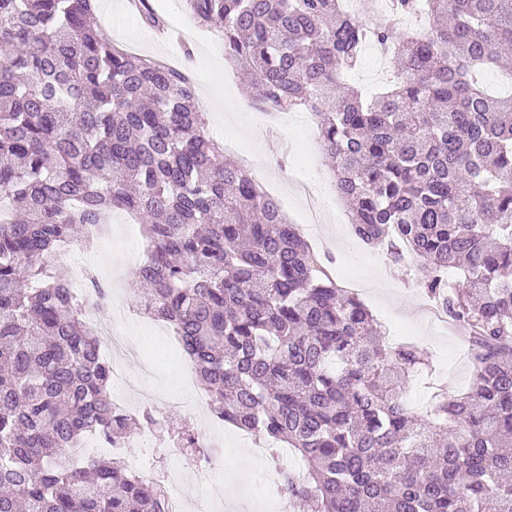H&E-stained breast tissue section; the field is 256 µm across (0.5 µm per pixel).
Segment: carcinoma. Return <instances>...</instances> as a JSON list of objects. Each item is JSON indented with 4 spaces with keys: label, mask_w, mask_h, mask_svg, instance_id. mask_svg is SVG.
Returning a JSON list of instances; mask_svg holds the SVG:
<instances>
[{
    "label": "carcinoma",
    "mask_w": 512,
    "mask_h": 512,
    "mask_svg": "<svg viewBox=\"0 0 512 512\" xmlns=\"http://www.w3.org/2000/svg\"><path fill=\"white\" fill-rule=\"evenodd\" d=\"M95 2L0 0V512H169L121 457L78 455L162 428L112 405L100 339L49 264L114 209L142 221L139 307L170 325L213 415L301 457L304 476L280 475L289 501L512 512V95L475 80L512 46V0H390L376 26L342 0H182L221 29L254 105L311 111L355 236L419 258L460 323L472 385L426 416L403 401L420 350L388 342L223 160L188 74L116 46ZM368 41L394 74L371 99L343 80ZM172 446L202 441L184 426Z\"/></svg>",
    "instance_id": "obj_1"
}]
</instances>
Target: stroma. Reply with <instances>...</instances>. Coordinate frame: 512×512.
Here are the masks:
<instances>
[{"label":"stroma","instance_id":"stroma-1","mask_svg":"<svg viewBox=\"0 0 512 512\" xmlns=\"http://www.w3.org/2000/svg\"><path fill=\"white\" fill-rule=\"evenodd\" d=\"M150 6L163 15L169 28L180 32L179 41L157 43L150 29L144 28L137 15L127 13L124 0H99L96 19L102 33L125 48L180 66L190 65L196 84L205 85L208 99L200 100V111L210 109L212 101H220L233 123L209 121L208 129L217 139L232 144L226 156L248 166L255 180L275 196L289 223L299 227L314 249L333 251L334 278L337 284L355 283V294L370 309L374 318L400 341L413 343L428 357L429 371L412 377L406 403L415 414L428 411L432 385L442 386L448 397L467 392L471 386L474 365L467 344L434 321L424 308L426 298L418 280L412 276L413 260L404 267L387 266L384 246L370 247L352 232L351 220L335 192V179L321 152L315 126L303 121L300 114L282 115L275 125L281 134V148L273 158L260 160L257 145L268 137L270 121H258L257 110L248 98L246 80L231 63H218L208 47L222 42L215 27L199 25L185 11L181 0H149ZM191 45L193 61H185L182 49ZM306 179L312 188H325L332 219L316 226L307 224L301 196L294 187V177ZM111 241H97L91 251L90 268L96 270L103 284L118 280L125 298H132L139 286L135 270L128 263L131 251L145 248L146 239L140 224L128 214L115 211ZM150 320L141 319L129 327L130 336L138 340V348L122 358L120 364L130 384L117 392L128 405L129 413L143 409L141 388L156 392L165 399L181 390L188 364L174 356L173 338L151 336ZM214 444L223 447L211 474V482L223 486L231 499L247 502L248 512H302L298 504L284 503L277 494L275 480L280 471H302L298 456L282 460L254 453L241 441L232 426L215 422L211 431Z\"/></svg>","mask_w":512,"mask_h":512}]
</instances>
